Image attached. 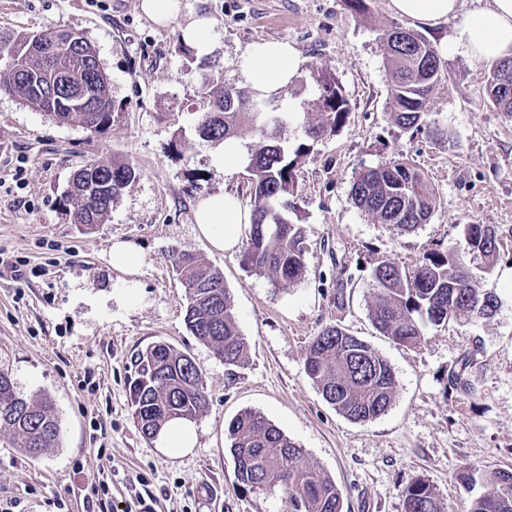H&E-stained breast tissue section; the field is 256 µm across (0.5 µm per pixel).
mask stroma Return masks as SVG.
<instances>
[{
    "label": "stroma",
    "mask_w": 512,
    "mask_h": 512,
    "mask_svg": "<svg viewBox=\"0 0 512 512\" xmlns=\"http://www.w3.org/2000/svg\"><path fill=\"white\" fill-rule=\"evenodd\" d=\"M366 3L358 15L346 0H180L161 26L140 0H0V36L82 33L112 96V123L94 132L0 94V370L20 396H51L61 424L59 446L38 458L0 434V512H92L88 483L106 456L112 512H127L146 493L156 512H292L282 488L254 492L237 482L226 433L244 410L305 448L341 489L342 512H403L402 493L418 478L445 512H471L487 480L512 470V115L487 99L491 64L459 49L442 54L448 78L426 103L456 148L397 126L382 35L399 18L389 0ZM200 16L212 23L206 56L181 39ZM262 40L288 41L304 59L299 81L274 101L277 111L317 99L315 71L335 77L350 105L296 172L288 218L303 227L307 267L287 288L256 272L243 247L212 250L194 222L197 202L219 187L250 202L246 165L230 174L216 168L197 121L208 105L202 76L244 90L236 61ZM394 159L417 165L436 194L430 220L412 232L374 222L351 198L362 168ZM94 162L130 163L138 174L102 223L77 224L64 190ZM472 224L491 227L501 242L492 272L478 275L495 312L426 326L414 346L383 336L369 313L374 268L390 261L410 269L436 249L466 251ZM117 241L135 243L145 258L131 278L139 300L130 306L116 298L128 279L111 263ZM177 249L224 274L249 342L235 377L186 328ZM329 325L390 363L397 388L385 414L351 421L309 377L307 346ZM157 341L192 356L209 400L194 420L196 447L175 456L142 435L129 400L133 356ZM468 352L469 386L453 388ZM465 467L476 470V484L458 480Z\"/></svg>",
    "instance_id": "1"
}]
</instances>
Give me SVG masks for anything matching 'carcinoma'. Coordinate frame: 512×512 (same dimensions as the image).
I'll return each instance as SVG.
<instances>
[{
  "instance_id": "1",
  "label": "carcinoma",
  "mask_w": 512,
  "mask_h": 512,
  "mask_svg": "<svg viewBox=\"0 0 512 512\" xmlns=\"http://www.w3.org/2000/svg\"><path fill=\"white\" fill-rule=\"evenodd\" d=\"M26 34L0 37V93L31 104L60 123L77 122L99 131L112 124L109 79L101 73L96 51L85 43H72L68 51L84 54L90 65L83 77L66 87L37 85L41 76L56 66L51 57H32L17 52ZM385 65L395 123L424 133L435 141L456 147L448 129L426 120V101L447 80L438 50L421 34L394 24L382 36ZM512 73L511 61L497 62L486 93L500 111L512 114V88L501 92L497 83L504 71ZM319 99L304 113V135L316 141L341 125L349 103L335 78L315 77ZM219 111L209 110L198 122L204 140L218 144L237 135L246 122L260 141L250 155L251 212L253 221L245 244L250 266L272 276L284 288L300 280L306 268L304 232L279 210V203L294 194L295 169L310 153L301 142L288 148L290 122L272 114L261 102L248 103L244 93L209 80L202 85ZM101 170L102 183H128L136 175L130 164L91 165ZM77 175L76 191L67 195L79 224H99L112 209L118 193L96 197L85 193L83 177ZM355 205L380 224H393L410 232L425 224L435 209V192L424 172L405 160L363 168L351 189ZM496 237L482 224L468 228V252L485 261L491 270L497 251L488 247ZM174 268L186 288L184 321L188 331L224 361L226 375L243 364L247 342L238 329L231 296L223 273L196 255L177 251ZM483 294L476 288L463 257L448 248L426 255L412 269L381 262L374 269L370 317L376 329L399 345H412L423 327L444 325L461 315L485 317ZM136 376L129 383L132 415L148 439L178 419L193 420L208 405L200 366L186 352L157 342L137 353ZM306 370L324 399L354 422L372 420L393 403L396 379L388 361L365 341L338 326H328L314 336L305 356ZM0 427L16 439V447L37 457L59 446L60 423L52 399L44 394L19 396L11 375L0 371ZM228 450L234 458L239 484L252 491L280 486L287 493L293 512H341L342 491L328 475L317 470L306 451L288 438L264 415L244 411L227 427ZM405 512H445L433 488L418 479L404 491ZM471 512H512V472L497 473L490 489L478 498Z\"/></svg>"
}]
</instances>
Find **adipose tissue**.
<instances>
[{"instance_id":"adipose-tissue-1","label":"adipose tissue","mask_w":512,"mask_h":512,"mask_svg":"<svg viewBox=\"0 0 512 512\" xmlns=\"http://www.w3.org/2000/svg\"><path fill=\"white\" fill-rule=\"evenodd\" d=\"M391 10L416 26L435 27L456 19L455 34L447 51L464 49L477 61L495 63L512 56V0H487L466 10L461 0H390ZM304 60L296 47L285 41L252 43L238 58L237 67L252 93L274 99L299 73ZM199 234L210 246L224 251L239 241L241 225L251 223L252 214L224 190L202 198L196 207Z\"/></svg>"}]
</instances>
